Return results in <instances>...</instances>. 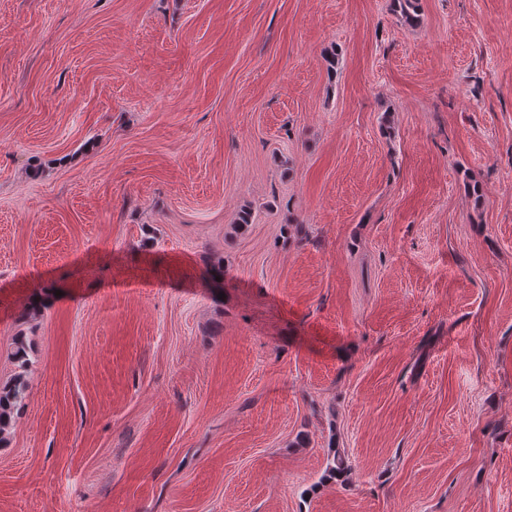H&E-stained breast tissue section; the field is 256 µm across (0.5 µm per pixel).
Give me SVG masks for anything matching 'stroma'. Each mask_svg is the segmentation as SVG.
Here are the masks:
<instances>
[{"label":"stroma","mask_w":512,"mask_h":512,"mask_svg":"<svg viewBox=\"0 0 512 512\" xmlns=\"http://www.w3.org/2000/svg\"><path fill=\"white\" fill-rule=\"evenodd\" d=\"M416 14L0 0V512H512V0ZM14 345V359L19 369L24 372L29 366L30 346L22 336L17 337ZM22 373H19L10 384L0 388V437L10 425L15 408H20L23 405L26 384Z\"/></svg>","instance_id":"stroma-1"}]
</instances>
